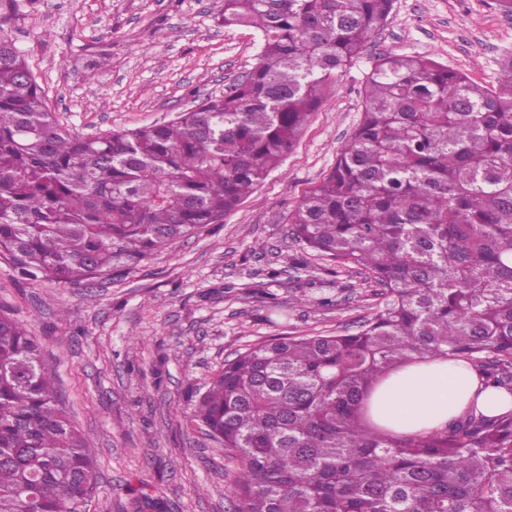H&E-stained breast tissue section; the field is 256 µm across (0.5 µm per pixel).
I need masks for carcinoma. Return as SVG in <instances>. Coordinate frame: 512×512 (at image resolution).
<instances>
[{
	"mask_svg": "<svg viewBox=\"0 0 512 512\" xmlns=\"http://www.w3.org/2000/svg\"><path fill=\"white\" fill-rule=\"evenodd\" d=\"M394 0H224L256 65L163 123L84 137L0 38V256L76 285L134 267L233 210L294 149ZM362 119L288 216L291 234L381 287L348 334L256 343L190 420L240 464L237 512H512V411L471 407L398 436L365 400L391 371L458 357L512 391V64L495 85L424 56L372 59ZM89 440L33 337L0 312V512H89Z\"/></svg>",
	"mask_w": 512,
	"mask_h": 512,
	"instance_id": "carcinoma-1",
	"label": "carcinoma"
}]
</instances>
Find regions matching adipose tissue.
<instances>
[{
    "instance_id": "obj_1",
    "label": "adipose tissue",
    "mask_w": 512,
    "mask_h": 512,
    "mask_svg": "<svg viewBox=\"0 0 512 512\" xmlns=\"http://www.w3.org/2000/svg\"><path fill=\"white\" fill-rule=\"evenodd\" d=\"M371 416L380 428L404 435L443 428L477 407L487 415L512 409V392L484 386L474 369L456 359L408 363L370 395Z\"/></svg>"
}]
</instances>
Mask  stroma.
I'll use <instances>...</instances> for the list:
<instances>
[{
  "label": "stroma",
  "mask_w": 512,
  "mask_h": 512,
  "mask_svg": "<svg viewBox=\"0 0 512 512\" xmlns=\"http://www.w3.org/2000/svg\"><path fill=\"white\" fill-rule=\"evenodd\" d=\"M0 37L23 51L56 119L89 137L170 120L260 52L252 29L225 27L224 0H0ZM387 53L489 86L512 63V15L496 0H395L266 181L134 269L70 286L20 278L0 258V311L36 337L96 450L90 512H235L238 465L190 422L194 392L255 343L352 332L377 309L378 285L330 272L287 216L351 139L372 59ZM98 56L107 66L86 80Z\"/></svg>",
  "instance_id": "1"
}]
</instances>
